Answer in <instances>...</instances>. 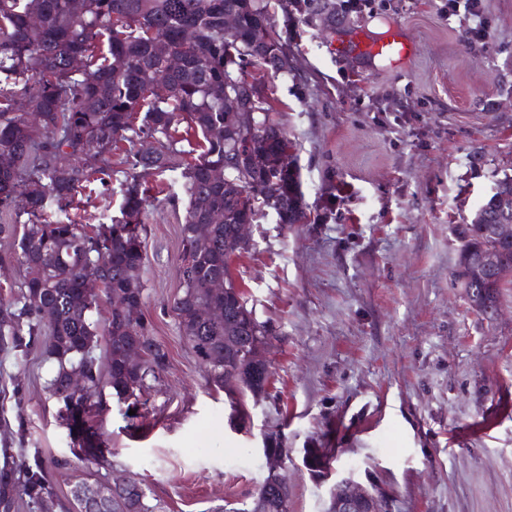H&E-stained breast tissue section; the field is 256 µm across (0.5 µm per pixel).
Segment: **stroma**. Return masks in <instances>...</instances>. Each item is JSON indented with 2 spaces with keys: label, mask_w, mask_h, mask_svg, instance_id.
Segmentation results:
<instances>
[{
  "label": "stroma",
  "mask_w": 512,
  "mask_h": 512,
  "mask_svg": "<svg viewBox=\"0 0 512 512\" xmlns=\"http://www.w3.org/2000/svg\"><path fill=\"white\" fill-rule=\"evenodd\" d=\"M444 5L374 0L347 13L314 0L309 22L276 18L288 72L266 79L313 221L263 210L230 265L275 331L268 393L245 396V427L171 311L181 226L152 193L143 312L168 362L137 423L107 392L96 428L113 479L138 483L153 512H246L269 439L290 457L288 512H326L344 473L390 495L394 512H512V288L487 316L453 279L456 225L512 175V0H482L485 36L470 44L471 19L447 22ZM391 23L416 45L404 68L329 51L352 29ZM124 190L113 175L67 209L47 201L44 217L111 223ZM51 372L40 352H0V454L40 453L65 499L97 472L72 461Z\"/></svg>",
  "instance_id": "35a3bbf8"
}]
</instances>
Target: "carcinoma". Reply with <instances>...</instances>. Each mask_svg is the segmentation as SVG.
<instances>
[{
  "mask_svg": "<svg viewBox=\"0 0 512 512\" xmlns=\"http://www.w3.org/2000/svg\"><path fill=\"white\" fill-rule=\"evenodd\" d=\"M301 13L308 0H0V155L12 166L0 169V213L26 216L0 223V237L14 238L13 261L23 271L18 292L0 298V348L20 354L41 350L55 370L46 389L56 400L73 402L63 422L74 458L101 466L107 449L97 440L83 395L69 386L79 370L89 387H108L128 406L147 405L150 380L166 366L168 354L150 337L143 319L144 284L140 270L146 239L148 179L175 173L183 197L168 196L181 227L179 281L173 304L179 329L203 366L208 383L228 396L263 387L246 355L267 350L273 330L258 320L230 273L232 256L248 250L237 227L252 224L260 210L275 213L280 224H309L311 212L287 132L272 117L275 87L253 82L258 99L256 127L242 130L231 111L239 101V82L248 69L288 73V30L275 15L288 8ZM237 27L224 32V15ZM179 58L173 71L158 67L160 53ZM82 62L79 70L71 62ZM168 94L152 91L154 80ZM27 110L16 107L17 100ZM44 116L32 125L27 113ZM128 144L121 161L126 185L121 217L87 229L73 222L44 219L47 199L69 206L78 190L112 179V151ZM512 223V187L506 198L482 202L470 222L471 235L457 251L454 277L473 308L494 314L501 290L512 277L473 268L471 253L498 247L481 225ZM25 229L17 233L18 224ZM210 228V247L195 250L193 227ZM98 266L105 290L123 292L129 303L108 308L99 322L92 313L103 301L83 292L80 271ZM224 277V295L207 288ZM105 353L96 355L100 337ZM144 339L151 356L144 368L128 363L122 350ZM271 512L282 507L281 485L262 484ZM55 485L39 453L0 467V505L18 512L19 504L53 507ZM70 493L67 512H149L143 490L128 488L96 499V509Z\"/></svg>",
  "mask_w": 512,
  "mask_h": 512,
  "instance_id": "obj_1",
  "label": "carcinoma"
}]
</instances>
